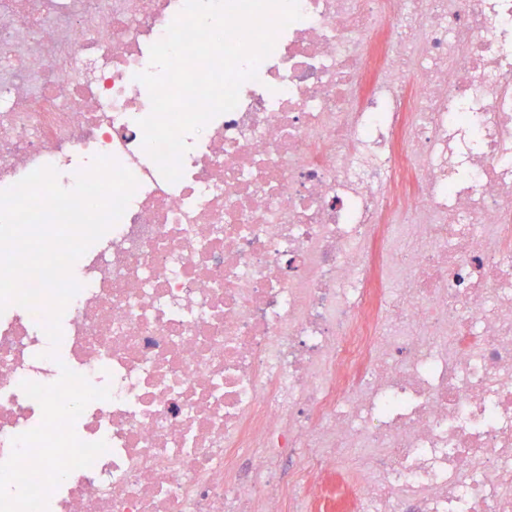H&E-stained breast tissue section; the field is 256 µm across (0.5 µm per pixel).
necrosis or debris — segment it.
I'll return each instance as SVG.
<instances>
[{
	"label": "necrosis or debris",
	"instance_id": "4bbe7bcc",
	"mask_svg": "<svg viewBox=\"0 0 512 512\" xmlns=\"http://www.w3.org/2000/svg\"><path fill=\"white\" fill-rule=\"evenodd\" d=\"M298 3L171 183L138 75L185 0H0V190L138 182L59 346L0 313V462L22 382L111 393L49 512H512V0Z\"/></svg>",
	"mask_w": 512,
	"mask_h": 512
}]
</instances>
